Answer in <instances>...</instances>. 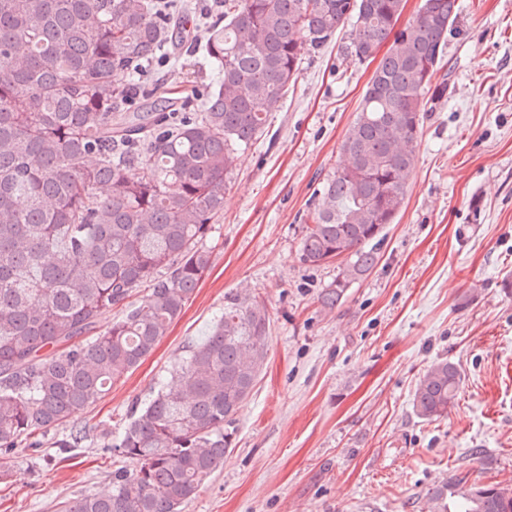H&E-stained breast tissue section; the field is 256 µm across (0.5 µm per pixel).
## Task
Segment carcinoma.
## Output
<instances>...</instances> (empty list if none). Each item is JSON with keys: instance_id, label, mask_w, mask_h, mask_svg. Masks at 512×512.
<instances>
[{"instance_id": "1", "label": "carcinoma", "mask_w": 512, "mask_h": 512, "mask_svg": "<svg viewBox=\"0 0 512 512\" xmlns=\"http://www.w3.org/2000/svg\"><path fill=\"white\" fill-rule=\"evenodd\" d=\"M221 0L203 40L161 0H0V452L43 451L45 436L136 369L182 313L211 264L202 246L224 211L234 153L264 134L303 59L350 27L340 54L363 62L388 44L304 220V263L344 257L318 300L332 308L378 263L384 227L405 204L416 147L458 20V0ZM173 50L200 52L219 80L151 103L139 79ZM124 73L129 81L119 82ZM149 299H129L145 284ZM122 315L98 330L103 313ZM270 316L257 295L190 346L107 444L128 461L107 487L63 512H183L224 466L236 415L267 362ZM461 374L439 359L413 410L448 416ZM87 439L72 427L60 451ZM429 512H512L499 484L432 488Z\"/></svg>"}]
</instances>
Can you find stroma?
I'll list each match as a JSON object with an SVG mask.
<instances>
[{"label":"stroma","instance_id":"obj_1","mask_svg":"<svg viewBox=\"0 0 512 512\" xmlns=\"http://www.w3.org/2000/svg\"><path fill=\"white\" fill-rule=\"evenodd\" d=\"M448 39L447 101L429 113L405 205L376 268L334 308L319 288L336 264L300 257L318 181L375 63L336 44L307 56L268 119L238 152L224 212L204 247L211 266L153 352L74 415L88 438L69 455L0 453V512H61L125 463L107 451L133 404L171 381L188 343L208 336L228 293L263 297L266 368L236 415V446L184 512H427L428 489L456 476L512 486V0H459ZM216 68L183 54L147 86L206 89ZM461 373L447 418L412 411L437 359Z\"/></svg>","mask_w":512,"mask_h":512}]
</instances>
